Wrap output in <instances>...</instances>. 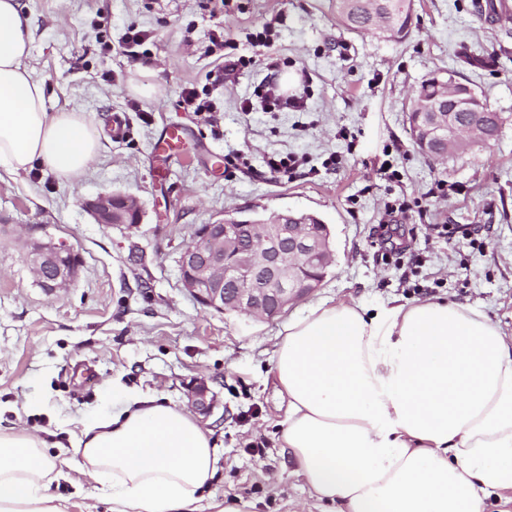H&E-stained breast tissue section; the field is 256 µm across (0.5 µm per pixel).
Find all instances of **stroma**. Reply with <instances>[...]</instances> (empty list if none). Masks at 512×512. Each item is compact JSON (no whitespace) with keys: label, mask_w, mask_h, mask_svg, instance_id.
<instances>
[{"label":"stroma","mask_w":512,"mask_h":512,"mask_svg":"<svg viewBox=\"0 0 512 512\" xmlns=\"http://www.w3.org/2000/svg\"><path fill=\"white\" fill-rule=\"evenodd\" d=\"M498 2L415 0L409 35L385 41L341 26L332 0H22L46 108L83 113L99 157L72 183L41 164L0 170V425L64 443L71 420L111 415L124 393L185 409L202 380L215 397L202 424L220 456L205 498L239 512H321L281 441L288 400L273 368L289 319L321 304L446 298L512 335V20ZM268 22L264 47L253 36ZM132 24L151 34L149 63L117 49ZM219 35L252 60L221 81L211 74ZM271 55L287 59L290 90L307 88L306 110L241 114ZM452 70L506 124L488 147L435 162L414 146L408 116L420 83ZM186 87L221 112L218 127L186 110ZM134 99L142 112H129ZM117 112L130 119L119 141ZM168 126L182 131L172 158L157 148ZM232 150L252 172L225 170ZM269 154L304 164L273 179ZM106 191L135 196L142 223H96L85 203ZM387 202L408 205L389 243ZM287 211L331 230L335 263L310 297L256 320L183 288L178 258L196 226ZM27 237L79 253L65 292L35 281Z\"/></svg>","instance_id":"obj_1"}]
</instances>
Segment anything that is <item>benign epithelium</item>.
Here are the masks:
<instances>
[{
    "label": "benign epithelium",
    "mask_w": 512,
    "mask_h": 512,
    "mask_svg": "<svg viewBox=\"0 0 512 512\" xmlns=\"http://www.w3.org/2000/svg\"><path fill=\"white\" fill-rule=\"evenodd\" d=\"M474 101L473 92L465 95L450 81L440 98L416 106L412 121L423 149L446 144V150L432 155L433 160L447 159L462 144L460 123L448 107L467 109ZM85 208L99 224H139L143 217L135 198L120 193H100L86 201ZM28 259L36 282L50 295L69 288L79 267L78 253L64 244L32 241ZM333 263L328 230L317 233L300 215L288 212L276 214L271 224L221 220L197 227L180 254L179 270L183 287L202 306L270 319L313 293L324 280L323 274L302 275L301 267L315 265L325 271ZM189 398L200 414L211 413L214 397L205 383L191 386Z\"/></svg>",
    "instance_id": "obj_1"
}]
</instances>
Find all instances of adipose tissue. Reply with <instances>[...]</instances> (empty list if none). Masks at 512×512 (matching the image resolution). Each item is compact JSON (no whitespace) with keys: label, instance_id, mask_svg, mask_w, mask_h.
Instances as JSON below:
<instances>
[{"label":"adipose tissue","instance_id":"adipose-tissue-1","mask_svg":"<svg viewBox=\"0 0 512 512\" xmlns=\"http://www.w3.org/2000/svg\"><path fill=\"white\" fill-rule=\"evenodd\" d=\"M29 20L0 0V168L48 166L74 180L99 144L82 113L50 112L26 64ZM274 377L288 397L282 440L318 502L336 512H487L512 492V336L448 300L320 305L289 321ZM0 428V512H224L204 502L219 457L184 409L133 394L80 421L49 455ZM78 470L80 481L70 479ZM72 482V495L52 485Z\"/></svg>","mask_w":512,"mask_h":512}]
</instances>
